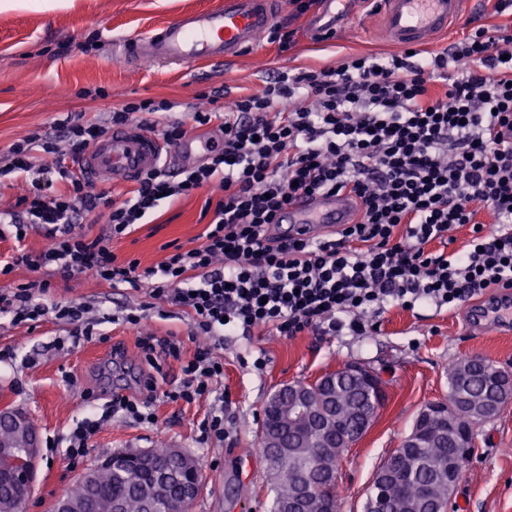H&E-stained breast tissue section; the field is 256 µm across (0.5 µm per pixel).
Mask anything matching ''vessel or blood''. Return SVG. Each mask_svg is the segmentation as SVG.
Listing matches in <instances>:
<instances>
[{"label": "vessel or blood", "instance_id": "b4317fda", "mask_svg": "<svg viewBox=\"0 0 512 512\" xmlns=\"http://www.w3.org/2000/svg\"><path fill=\"white\" fill-rule=\"evenodd\" d=\"M337 0H321L309 26L315 36L336 31ZM472 0H376L379 33L385 44L399 49H421L466 14ZM273 0H224L213 9L185 13L151 35L124 43L129 63L146 61L217 64L253 51L261 36L275 25ZM165 143L150 129L130 125L113 129L84 155L80 168L103 183L125 184L157 168L164 159ZM356 202L347 193L301 197L281 216L291 235L326 237L340 225L351 223ZM502 323L512 326V296L483 301L469 327L482 330Z\"/></svg>", "mask_w": 512, "mask_h": 512}]
</instances>
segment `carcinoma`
Listing matches in <instances>:
<instances>
[{
    "mask_svg": "<svg viewBox=\"0 0 512 512\" xmlns=\"http://www.w3.org/2000/svg\"><path fill=\"white\" fill-rule=\"evenodd\" d=\"M454 363L448 370V422L428 431V440L407 450L405 467L394 473L385 484L384 502L369 495L365 512H416L420 487L430 489L436 512H448L456 482L466 464L462 451L469 444V426L477 416L474 406L488 393L492 377L490 363L475 358L466 374L461 375ZM340 385L334 399L314 401L313 410L305 415H288L283 427L275 414H266L261 433L276 434L281 447L261 445V459L267 469L274 492L271 512L289 502L294 491L307 492L305 512H341L337 493L339 461L335 450L321 447L315 438L319 429L330 435L352 437L358 434L362 412L373 408L375 395L369 389L357 391L347 375L334 371ZM17 413L0 412V473L36 472L37 456L31 453L27 433L34 431L28 417L17 426ZM202 489V471L198 459L180 448L113 454L88 469L71 489L68 512H175L184 499L187 481ZM26 494L15 483L0 480V512H22Z\"/></svg>",
    "mask_w": 512,
    "mask_h": 512,
    "instance_id": "obj_1",
    "label": "carcinoma"
}]
</instances>
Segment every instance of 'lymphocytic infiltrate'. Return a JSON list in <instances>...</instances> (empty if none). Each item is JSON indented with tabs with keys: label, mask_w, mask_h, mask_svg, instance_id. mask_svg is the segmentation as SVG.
Returning <instances> with one entry per match:
<instances>
[{
	"label": "lymphocytic infiltrate",
	"mask_w": 512,
	"mask_h": 512,
	"mask_svg": "<svg viewBox=\"0 0 512 512\" xmlns=\"http://www.w3.org/2000/svg\"><path fill=\"white\" fill-rule=\"evenodd\" d=\"M172 106L143 100L112 109L104 123L67 112L49 131H26L10 145L0 178L19 194L0 212L20 246L0 258V279L26 266L47 278L0 290V314L13 323L46 315L92 338L83 304L48 306L51 274L89 273L110 287L144 288L143 309L125 324L141 326L144 310L183 309L205 337L181 366L167 399L188 404L211 394L224 375L214 351L225 337L263 329L291 339L306 333L367 336L386 310L422 304L457 306L483 291L512 288V32L477 25L438 49L386 56L350 55L339 65L295 67L264 88L189 120L169 119ZM177 148L192 128L217 124L222 148L202 164L140 176L131 196L112 200L77 164L109 129L132 121ZM54 156L38 163L35 149ZM349 191L359 200L353 223L331 238L276 234L275 217L295 198ZM206 193L210 219L201 243L175 251L157 267L118 259L115 239L129 235L169 198ZM492 225L476 219L478 209ZM101 224L97 235L87 225ZM48 242L22 248L29 226ZM469 226L464 249L431 251L449 230ZM140 396H113L103 414L88 413L65 437L69 459L84 457L105 419L152 422L157 393L146 379Z\"/></svg>",
	"instance_id": "f902f5d3"
}]
</instances>
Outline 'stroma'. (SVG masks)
<instances>
[{"instance_id":"stroma-1","label":"stroma","mask_w":512,"mask_h":512,"mask_svg":"<svg viewBox=\"0 0 512 512\" xmlns=\"http://www.w3.org/2000/svg\"><path fill=\"white\" fill-rule=\"evenodd\" d=\"M222 0H22L0 8V162L18 133L48 126L64 112L104 119L112 108L141 100L172 103L180 118L198 103L199 94L223 92L231 99L263 89L269 74L293 67L333 65L346 54H384L375 15L351 5L332 41L307 38L305 19H297L295 44L280 51L260 40L250 53L212 65L205 62L144 63L133 67L120 56L116 41L144 35L199 7ZM76 50L56 55L58 43ZM205 194L164 200L147 223L114 240L118 257L138 258L142 267L159 264L174 246L191 249L206 227L201 211ZM46 304L77 302L98 324L93 341L68 340L69 325L45 317L13 325L0 317V348L13 349V363H0V410L18 409L34 422L42 443L35 490L23 512H51L78 477L104 457L161 445L183 449L198 458L204 486L192 512H270L273 494L259 456V425L269 394L280 384L310 382L351 363L380 372L389 398L370 431L345 452L338 483L342 512H363L374 471L401 444L421 408L446 398L448 369L464 358L481 357L512 373V333L489 328L472 334L469 303L437 308L421 305L407 311L390 308L374 336H317L286 339L269 331L230 336L219 349L224 378L217 392L226 397L224 439L198 441V424L213 399L193 404L165 398L182 380L181 363L196 349L191 321L181 309L167 317L147 311L145 328L155 336H176L180 358L164 349L155 356L160 373H152L136 346V330L122 324L125 310L146 300L144 292L113 288L90 274L54 277ZM66 338L65 348L55 346ZM265 353L263 370L253 368ZM155 374L159 396L153 404L156 423L112 418L90 440L87 455L68 459L59 443L86 414L84 397L93 394L98 410L112 395L139 394L148 374ZM477 448L464 468L448 512H512V402L475 428Z\"/></svg>"}]
</instances>
